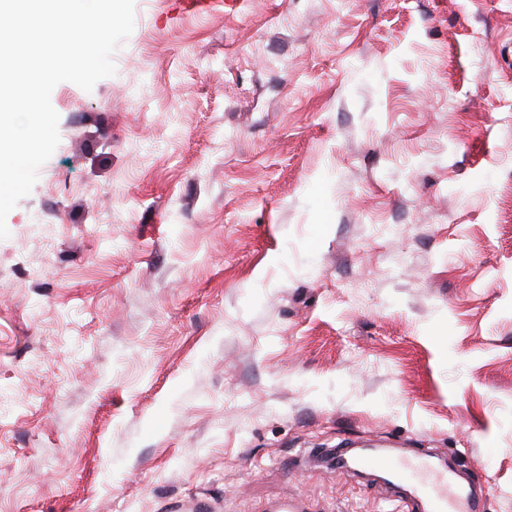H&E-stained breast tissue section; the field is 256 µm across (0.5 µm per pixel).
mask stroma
<instances>
[{"label": "stroma", "instance_id": "stroma-1", "mask_svg": "<svg viewBox=\"0 0 512 512\" xmlns=\"http://www.w3.org/2000/svg\"><path fill=\"white\" fill-rule=\"evenodd\" d=\"M0 240V512H512V0H135ZM331 456L329 460L333 461L336 469L344 470H357V469H375L381 468L387 470L397 479H405L412 476H417L418 469L414 470L411 467H406L397 460L382 459L374 456H362L351 462L347 457V451L338 448H330Z\"/></svg>", "mask_w": 512, "mask_h": 512}]
</instances>
